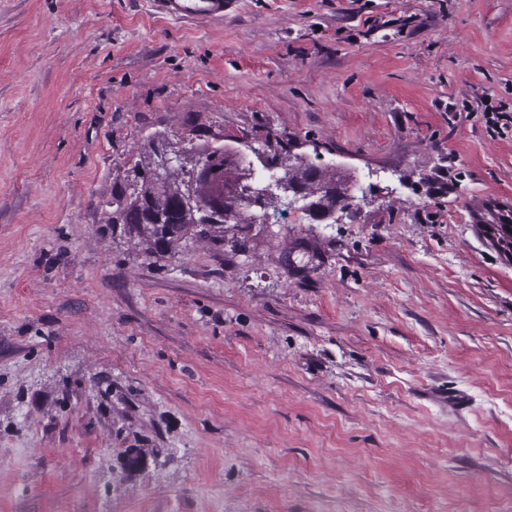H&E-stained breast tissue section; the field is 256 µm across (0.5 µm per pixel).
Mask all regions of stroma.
<instances>
[{"label": "stroma", "instance_id": "35a3bbf8", "mask_svg": "<svg viewBox=\"0 0 512 512\" xmlns=\"http://www.w3.org/2000/svg\"><path fill=\"white\" fill-rule=\"evenodd\" d=\"M194 125L351 209L146 256L102 202ZM504 222L512 0H0V512H512ZM225 0H152L158 14L174 20H222ZM273 141L280 149L273 147ZM298 146L297 142L280 141L277 135L273 136L269 132L261 146L249 148L261 163L263 159H266L278 165L280 172L277 175L283 186H299L310 197V203L314 207L323 211L336 207V210L332 214L319 212L310 203L303 205L304 200L308 199L304 192L298 189L288 190V187H279L283 206L291 209L301 203L297 208L309 215L312 221L318 223L331 218L336 212L344 209L341 204L336 205L338 201H341L344 207L349 209L355 196L351 193L352 186L348 180L340 174L336 177L334 172L324 171L313 164L305 163L302 157H296L298 165L290 163L291 153Z\"/></svg>", "mask_w": 512, "mask_h": 512}]
</instances>
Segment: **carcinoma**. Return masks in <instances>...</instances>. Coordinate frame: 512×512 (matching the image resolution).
Here are the masks:
<instances>
[{"instance_id":"1","label":"carcinoma","mask_w":512,"mask_h":512,"mask_svg":"<svg viewBox=\"0 0 512 512\" xmlns=\"http://www.w3.org/2000/svg\"><path fill=\"white\" fill-rule=\"evenodd\" d=\"M224 141L226 135L222 133H213L211 139L199 141L194 129L181 136L178 145L170 142L163 132L148 135L136 159L128 162L129 179L124 190L104 201V205L112 209V229H120L121 233L137 240V244L161 257L185 247L192 234L216 244L226 240L235 246L241 244L255 223L252 208L263 210L274 205L275 199L271 195L262 201L235 203L239 188L253 180V161L239 149L226 146ZM157 145L182 155L187 166L197 159L206 161L211 177L193 183L180 170L161 181L148 177ZM296 148L298 143H285L269 132L261 146L251 148V152L260 161L266 159L277 164L279 181L288 187L302 188L314 207L327 211L336 207L338 201L344 207H350L354 196L348 180L309 164L301 157L298 163H291V153ZM223 197L228 200L224 206V221L204 223L200 204L208 198ZM154 199L160 201L155 207L149 205ZM492 228V244L512 255V224H494ZM295 247L302 252L300 261L294 262L287 254L284 263L291 270L300 272L314 262L317 254L304 241L297 242ZM143 461L145 452L141 448H126L120 455L121 468L128 473L138 471Z\"/></svg>"}]
</instances>
